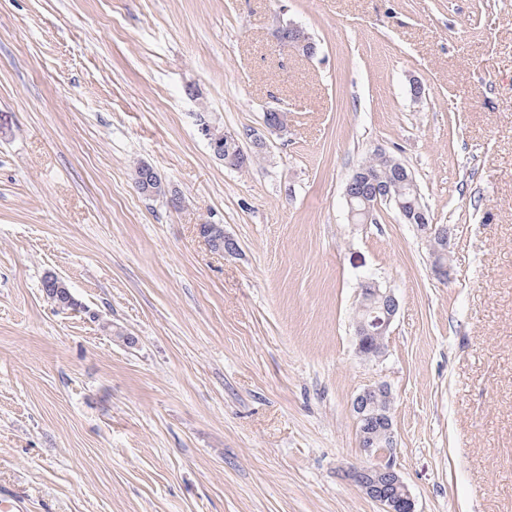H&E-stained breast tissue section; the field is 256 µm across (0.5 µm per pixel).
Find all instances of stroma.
<instances>
[{
  "label": "stroma",
  "instance_id": "1",
  "mask_svg": "<svg viewBox=\"0 0 512 512\" xmlns=\"http://www.w3.org/2000/svg\"><path fill=\"white\" fill-rule=\"evenodd\" d=\"M270 108L287 130L249 166L213 157L200 119ZM378 147L452 229L450 281L392 205L350 223ZM366 278L399 302L378 362L354 353ZM376 382L416 512H512V0H0V496L380 512L343 476ZM145 165V163L138 165L135 170V180L136 176L139 172V170ZM157 172L152 166H145L144 169L141 171L139 176L137 177V180L135 182V185L137 187V190L145 197L151 196V186L156 181L157 178ZM153 190L155 194L159 197H163L166 194L165 186L162 182V180L159 177V180L153 184ZM51 276H55L58 280H52ZM42 290L47 300L55 306H62L63 309H74L78 306L67 283L56 275L48 274L44 277Z\"/></svg>",
  "mask_w": 512,
  "mask_h": 512
}]
</instances>
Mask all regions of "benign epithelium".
<instances>
[{
  "instance_id": "benign-epithelium-1",
  "label": "benign epithelium",
  "mask_w": 512,
  "mask_h": 512,
  "mask_svg": "<svg viewBox=\"0 0 512 512\" xmlns=\"http://www.w3.org/2000/svg\"><path fill=\"white\" fill-rule=\"evenodd\" d=\"M286 114L278 108L267 110L264 121L265 129L270 133L285 130L282 125ZM201 131L208 140L214 156L224 159V141L236 139L232 132H219L208 122H201ZM157 172L151 166H145L135 185L145 197L152 195L151 186L156 181ZM346 202L355 199L366 202V206H379L381 201L392 199L388 189L369 190L358 174H353L345 187ZM417 232L431 241L432 255L451 249V231L446 225L426 224V215L419 217ZM364 288L361 303L355 320V349L360 357H365V350L372 351L371 359L381 360L386 354V338L390 326L398 313L399 303L394 293L373 279L363 281ZM353 412L358 427L360 447L376 458L368 465L351 466L347 477L370 500L377 503L381 512H415V503L399 471L389 460H384L385 449L376 448L379 439L385 437L394 440L392 400L390 390L385 383H376L364 388L353 401Z\"/></svg>"
}]
</instances>
